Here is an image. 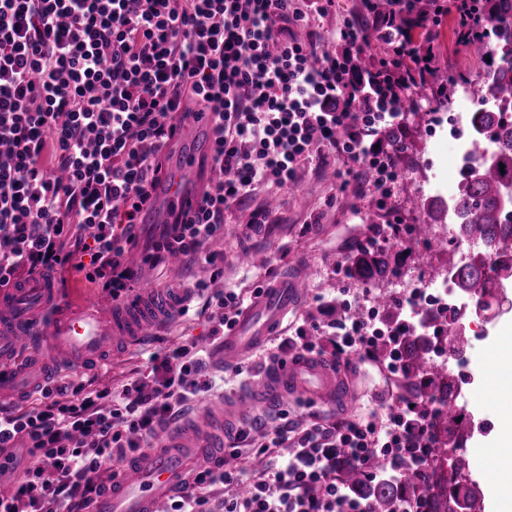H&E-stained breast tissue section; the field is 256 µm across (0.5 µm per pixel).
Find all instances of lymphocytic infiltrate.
I'll list each match as a JSON object with an SVG mask.
<instances>
[{
  "label": "lymphocytic infiltrate",
  "instance_id": "lymphocytic-infiltrate-1",
  "mask_svg": "<svg viewBox=\"0 0 512 512\" xmlns=\"http://www.w3.org/2000/svg\"><path fill=\"white\" fill-rule=\"evenodd\" d=\"M377 0H365L372 7ZM335 0H0V289L73 270L129 300L140 269L125 254L141 248L143 267H164L174 254L224 274V255L210 245L261 187L293 184L300 170L338 154L342 181L365 179L375 199L399 178L395 106L379 107L375 85L396 72L407 86L431 77L432 51L411 40L426 21L412 0H393L371 14L392 52L353 69L365 50L361 22L336 30L322 49L311 16ZM200 113L212 127L211 169L197 209L141 244L140 214L165 171L178 127ZM206 292L208 336L220 346L259 298L234 290ZM323 323L296 319L284 347L338 361L355 355L397 377L413 323L395 321L379 335L367 293L320 302ZM215 380L210 352L191 338L149 353L127 381L103 389L58 376L30 407L0 405V468L14 471L0 489V512H87L112 461L151 447ZM440 404L425 391L393 398L370 417L283 420L252 445L267 456L259 473L230 465L197 472L190 493L165 512H370L342 477L350 466L380 482L416 461L412 488L395 512H427L437 492L431 450Z\"/></svg>",
  "mask_w": 512,
  "mask_h": 512
}]
</instances>
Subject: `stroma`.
<instances>
[{
    "label": "stroma",
    "mask_w": 512,
    "mask_h": 512,
    "mask_svg": "<svg viewBox=\"0 0 512 512\" xmlns=\"http://www.w3.org/2000/svg\"><path fill=\"white\" fill-rule=\"evenodd\" d=\"M436 54L437 68L443 74L465 79L480 67L477 60L467 57L457 45L454 18L450 15L444 17L439 28ZM403 139L406 149L397 157L401 179L387 206H378L375 200L364 196L360 185L341 184L336 174L343 169L344 162L342 157L332 154L323 168L302 169L295 187L274 193L265 188L257 190L248 202L249 207L260 205L272 194L279 200L272 223L254 230L231 219L226 221L223 238L212 245L213 250L224 254L223 278L212 279L210 269L203 265L183 263L158 272L144 270V282L162 293L190 288L198 282L210 283L215 290L254 288L278 283L290 271L303 268L308 273L307 286L295 312L301 315L314 309L317 296H328L343 288L336 267L347 261L359 244L366 242L368 221L385 225L398 215L404 223H422L428 218L429 204L439 201L438 188L460 181L450 156L439 153L431 144L427 127L407 125ZM243 254L251 256L250 265L239 264L238 258ZM510 338L512 309L503 311L493 335L467 336L466 351L481 349L483 366L475 377H468L464 369L466 358L460 353L456 356L455 374L465 381L464 395L474 427L462 430L458 446L449 449L436 464L435 474L440 478L458 474L479 484L481 512H497L495 483L487 478L486 472L496 465L493 451L498 446L503 417L512 412V391L491 393L490 379L495 376L505 386L512 384V360L498 369L492 364L493 354L505 350ZM146 358V348L142 345L116 349L107 370L97 373L96 387L119 384L142 367ZM349 369L360 372L359 385L350 405L333 412L336 420L366 415L385 399L406 394L405 377L384 379L355 358L351 359ZM283 410L290 418L303 420L308 419L310 412L328 411L321 404H310L305 396L284 399L277 410L265 414L263 423L242 422L248 440L258 439L263 430L275 426Z\"/></svg>",
    "instance_id": "1"
}]
</instances>
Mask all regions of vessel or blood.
<instances>
[{
	"instance_id": "obj_1",
	"label": "vessel or blood",
	"mask_w": 512,
	"mask_h": 512,
	"mask_svg": "<svg viewBox=\"0 0 512 512\" xmlns=\"http://www.w3.org/2000/svg\"><path fill=\"white\" fill-rule=\"evenodd\" d=\"M181 151L171 173L152 193L147 215L155 224L172 220V210L195 208L200 199L197 173L210 150L206 120L186 123L176 135ZM306 287L297 275L268 289L248 307L224 338L225 366L236 365L263 344L297 304ZM184 295L144 292L135 303L105 298L95 304L66 303L56 279H37L0 292V401H9L45 383L59 364L77 373L101 371L110 349L150 341L175 311L189 307ZM306 394L322 404L348 403L352 384L328 358L290 357L251 379L233 403L207 407L193 424L174 421L141 461L125 462L106 484L93 512H163L167 501L189 491V469L214 468L224 460V435L238 419L273 406L284 396Z\"/></svg>"
}]
</instances>
